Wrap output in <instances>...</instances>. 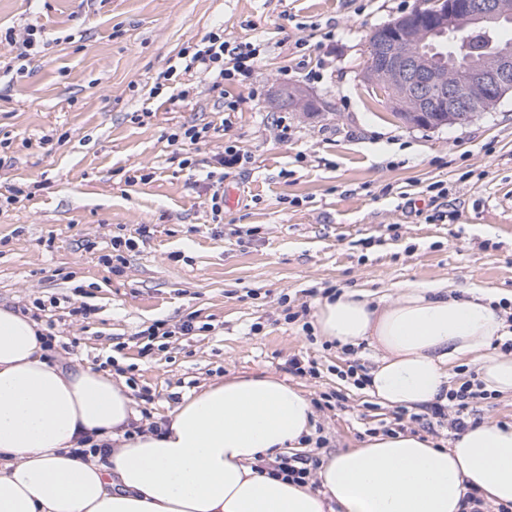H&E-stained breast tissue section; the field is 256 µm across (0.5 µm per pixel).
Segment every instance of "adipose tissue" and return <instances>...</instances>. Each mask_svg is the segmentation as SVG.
<instances>
[{
    "label": "adipose tissue",
    "instance_id": "ef3b65f1",
    "mask_svg": "<svg viewBox=\"0 0 512 512\" xmlns=\"http://www.w3.org/2000/svg\"><path fill=\"white\" fill-rule=\"evenodd\" d=\"M312 325L378 353L367 387L387 406L446 395L452 366L481 365L485 390L512 396V333L494 288L410 283L377 303L346 290L320 299ZM315 410L274 376H232L183 396L160 431L111 373L50 361L41 327L0 306V512H463L468 491L512 504V425L485 421L451 447L408 431L379 433L325 457L317 484L274 474L304 447ZM107 447L72 456L80 441Z\"/></svg>",
    "mask_w": 512,
    "mask_h": 512
}]
</instances>
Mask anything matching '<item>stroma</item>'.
I'll return each instance as SVG.
<instances>
[{"instance_id":"1","label":"stroma","mask_w":512,"mask_h":512,"mask_svg":"<svg viewBox=\"0 0 512 512\" xmlns=\"http://www.w3.org/2000/svg\"><path fill=\"white\" fill-rule=\"evenodd\" d=\"M417 3L0 0L1 31L35 25L47 42L23 62L0 47V193L18 181L32 191L0 208V306L45 299L38 324L54 322L57 360L96 369L115 357L138 410L158 421L201 385L245 375L308 393L324 439L305 450L315 459L392 428L395 408L344 375L373 368L375 349L307 335V310L330 290L390 297L411 282L488 285L512 304V95L427 129L397 118L364 78L369 32ZM217 26L268 44L252 79L230 89L238 111L222 119L204 74L185 100L151 96L180 48ZM286 86L312 109H281ZM208 122L217 130L197 149L169 140ZM228 143L249 163L225 178L235 198L218 224L207 182L183 160L208 166ZM137 170L148 181L129 183ZM117 235L139 244L116 273L102 257ZM80 305L88 315L73 320ZM157 322L167 333L141 355ZM293 358L316 361L317 376L293 374ZM335 393L343 403L322 406Z\"/></svg>"}]
</instances>
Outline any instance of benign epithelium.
<instances>
[{
    "label": "benign epithelium",
    "instance_id": "1",
    "mask_svg": "<svg viewBox=\"0 0 512 512\" xmlns=\"http://www.w3.org/2000/svg\"><path fill=\"white\" fill-rule=\"evenodd\" d=\"M512 23V0H428L415 12L371 30L368 47L384 63L370 66L368 82L385 88L393 109L414 126L430 129L466 122L512 92V46L495 39ZM486 39L471 76L456 81L448 67V43Z\"/></svg>",
    "mask_w": 512,
    "mask_h": 512
}]
</instances>
